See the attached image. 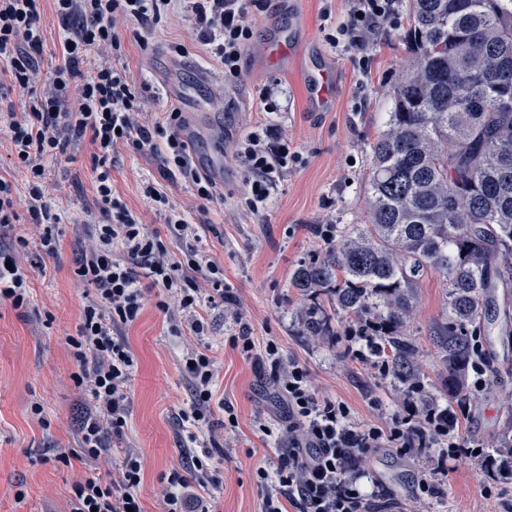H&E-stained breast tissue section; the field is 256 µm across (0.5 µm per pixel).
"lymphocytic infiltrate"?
I'll return each mask as SVG.
<instances>
[{"mask_svg":"<svg viewBox=\"0 0 512 512\" xmlns=\"http://www.w3.org/2000/svg\"><path fill=\"white\" fill-rule=\"evenodd\" d=\"M44 0H0V90L16 87L25 99L22 110L7 106L0 111L11 143L12 159L27 177L25 191L0 178V227L18 223L28 214L40 225L37 249L56 257L61 240L56 231L65 213L49 205L45 193L46 165L65 155L69 145L83 141L93 154L94 209L99 218L91 229L92 242L84 249L74 274L89 289L79 323L68 336L70 354L77 366L71 378L92 407L80 424V446L57 456L111 462L113 443L126 434L130 407L126 390L137 359L121 331L134 323L144 306L146 288H158L157 307L170 328L188 323L193 335L207 330L202 315L208 304L225 297L224 270L208 260L185 211L175 208L154 184L145 194L163 211L175 236L185 239L180 256L149 232L140 217L112 191V154L126 146L138 152H162L171 175L189 181L198 199L213 200L216 185L196 166L180 137L179 110L146 125L138 121L133 79L116 59L125 54L117 20L150 26L165 17L189 22L204 51L220 63L230 77L240 76L245 51L252 44V17L265 9L267 0H52L63 32L58 61L41 73ZM397 0H346L345 13L326 40L333 48L354 53L361 76L371 72L375 37L395 26ZM235 154L250 184L247 210L262 215L277 186L280 172L299 163V152L290 150L272 126L249 133L235 145ZM25 238L0 247V304L27 308L31 302L30 277L20 255L28 247ZM202 270V283L184 276L185 270ZM264 355L288 400V430L293 446L281 455L275 469L257 468L260 483H275L263 512H284V500L300 504V512H371L370 495L361 484L363 462L370 449L388 445L403 454L446 442L436 465L463 458L475 459L489 473L483 487L492 495L495 484L512 480V453L495 455L478 442L461 441L458 421L468 405L457 409L425 407L406 402L402 413L379 427L353 422L343 402L318 398L307 370L296 363L281 368L279 349L267 342ZM193 388L189 409L180 411L179 425L188 442H197L210 427L211 400L218 378V362L209 346L194 348L183 357ZM142 465L125 454L112 472L89 469L71 486V512H143L139 490Z\"/></svg>","mask_w":512,"mask_h":512,"instance_id":"1","label":"lymphocytic infiltrate"}]
</instances>
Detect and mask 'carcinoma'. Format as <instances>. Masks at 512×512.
<instances>
[{
    "mask_svg": "<svg viewBox=\"0 0 512 512\" xmlns=\"http://www.w3.org/2000/svg\"><path fill=\"white\" fill-rule=\"evenodd\" d=\"M412 61L371 146L367 223L345 224L291 286L326 303L308 308L312 335L326 308L374 321L405 383L424 387L403 330L423 274L448 281L438 342L456 397L470 337L492 325L512 344V0H410Z\"/></svg>",
    "mask_w": 512,
    "mask_h": 512,
    "instance_id": "cac0c4a2",
    "label": "carcinoma"
}]
</instances>
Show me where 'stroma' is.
Instances as JSON below:
<instances>
[{
  "label": "stroma",
  "instance_id": "stroma-1",
  "mask_svg": "<svg viewBox=\"0 0 512 512\" xmlns=\"http://www.w3.org/2000/svg\"><path fill=\"white\" fill-rule=\"evenodd\" d=\"M311 46L324 53L336 70V93L324 111L308 110L297 80L300 57L272 68L264 44L269 37L268 11L254 16L255 41L244 56L242 74L225 76L222 67L206 57L188 22L168 20L144 29L120 27L125 45L122 60L134 81L135 94L146 121L163 119L170 108L162 88L168 73L179 75L191 89V106L207 121L224 125L226 142L255 126L274 120L291 149L302 154L299 165L281 173L278 188L264 217L257 218L240 204L245 174L225 158V182L211 202H198L191 185L164 175L161 154L139 153L120 147L112 155V188L136 212L149 231L158 233L171 251L183 246L175 238L153 201L145 182L163 190L171 203L186 209L197 224L207 257L224 270L231 298L210 306L206 336L172 335L157 308L158 290L147 294L138 320L123 335L138 364L127 389L130 415L126 437L116 458L136 455L143 469L139 496L144 512H157L158 497L171 468L188 467L196 447L187 445L178 414L193 399L191 382L181 366L184 348L209 345L220 376L213 401L212 429L218 483H208L200 495L214 512H262L263 500L274 485L258 484L255 471L270 466L288 450L286 407L276 397L273 372L259 356L243 357L229 343L231 336L248 333L257 346L275 341L283 361L307 369L314 389L344 401L358 424L385 425L404 399V383L394 373H381L355 360L346 349V317L337 318L326 336H312L307 324L309 300L292 288L290 277L302 262L326 250L322 235L339 224H362L367 219L365 181L371 165V145L393 106V88L408 66L411 54L404 36L407 25L378 37L368 78L354 69L349 53L329 48L320 28L324 10L342 18L344 0H299ZM187 48L177 55L175 45ZM270 88L278 105L268 117L260 100ZM90 143L70 146L66 158L50 163L47 199L64 209L69 221L60 225L62 248L43 268L31 272V305L27 311L0 306V512H69L71 485L86 465L56 460L58 449L80 443L77 419L82 412L80 392L70 375L75 364L66 338L74 334L85 302V287L73 269L88 246V223L93 204ZM448 319V290L442 274L431 271L419 281L414 312L405 331L417 346V362L425 389L435 403L454 402L448 369L436 343L439 326ZM481 343L487 358L486 384L473 399L468 418L460 420V437L494 444L512 426V352ZM40 403L43 417L33 416ZM233 407L238 425L224 426V406ZM272 435H265L263 426ZM433 451L403 456L378 448L367 456L375 484L373 512H512V483L500 484L485 496V471L477 461L460 459L445 472L434 474L441 493L419 500L413 495L418 479L432 474ZM24 498H17L16 490Z\"/></svg>",
  "mask_w": 512,
  "mask_h": 512
}]
</instances>
